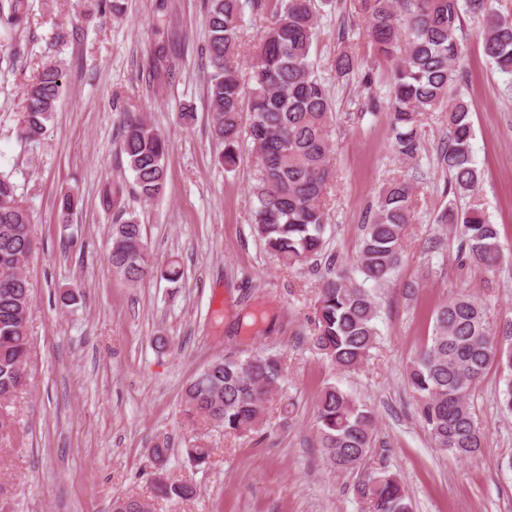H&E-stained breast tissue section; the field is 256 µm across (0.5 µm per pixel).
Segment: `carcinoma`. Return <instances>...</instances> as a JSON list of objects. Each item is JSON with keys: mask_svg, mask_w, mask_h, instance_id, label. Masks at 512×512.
I'll return each mask as SVG.
<instances>
[{"mask_svg": "<svg viewBox=\"0 0 512 512\" xmlns=\"http://www.w3.org/2000/svg\"><path fill=\"white\" fill-rule=\"evenodd\" d=\"M266 7L271 22L258 38L247 88L237 62L244 5L241 0H207V95L213 136L223 145L218 161L231 171L240 142L251 146L258 160L251 186L253 231L281 265L291 268L324 251L333 103L312 60L318 35L314 0H268ZM357 8L378 55L391 62L387 110L396 150L415 156L421 149V116L448 113V140L439 149V163L451 175L457 195L474 192L479 172L469 108L452 91L463 54L457 31L463 15L477 20L485 55L499 72L512 77V17L493 11L489 0H357ZM26 23L25 0L0 2V40L13 44L16 54L23 47L14 37ZM357 67L347 50L336 57L339 78ZM65 91L62 69L51 62L43 65L25 93L17 128L20 139H40ZM120 149L134 174L138 196L145 201L161 196L169 150L164 136L146 118L125 112ZM414 210L411 183L392 179L379 190L362 226L356 265L349 268L337 258L329 259L315 302L310 343L340 370L358 369L377 345L375 290L394 281ZM437 223L459 226L460 249L467 261L489 273L499 268V231L480 205L460 210L450 204L438 214ZM35 251L29 209L16 186L0 174V430L12 425L8 407L30 385L27 315L32 295L24 267ZM109 256L113 272L130 284L157 273L169 282L182 276L173 262L157 272L149 261L142 224L125 208L112 225ZM493 365L508 372L499 407L511 413L512 326L506 335H496L481 303L465 293L455 295L435 311L432 335L407 366L419 421L440 451L460 460L482 457L483 425L471 396ZM284 374L282 357L267 350L218 357L190 379L184 404L204 424L226 435L246 436L262 424L265 406ZM316 422L328 465L356 476L353 491L363 512H413L399 475L365 469L374 443L371 410L328 384L317 399ZM154 490L156 497L174 504L196 495L193 484L167 479L155 482ZM112 512H148V504L132 496L118 497Z\"/></svg>", "mask_w": 512, "mask_h": 512, "instance_id": "1", "label": "carcinoma"}]
</instances>
